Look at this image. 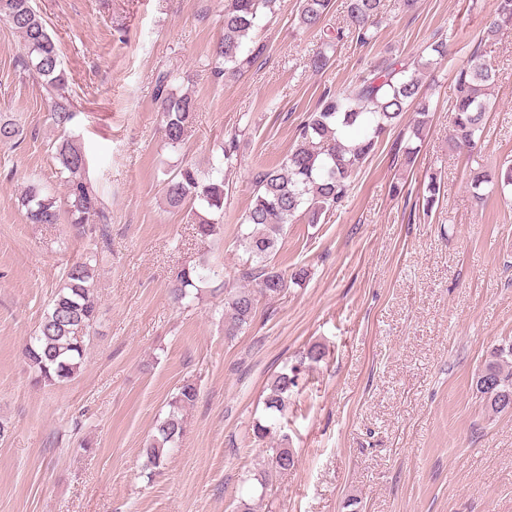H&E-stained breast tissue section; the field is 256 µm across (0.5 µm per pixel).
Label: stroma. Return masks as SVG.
Wrapping results in <instances>:
<instances>
[{
	"mask_svg": "<svg viewBox=\"0 0 512 512\" xmlns=\"http://www.w3.org/2000/svg\"><path fill=\"white\" fill-rule=\"evenodd\" d=\"M61 50L77 101V141L108 205L111 240L95 277L98 318L79 375L37 387L22 348L67 264L87 248L66 224H31L19 204L27 181L57 198L67 189L51 146L42 80L16 65L22 46L0 25V115L23 131L0 144V512H512V413H489L473 377L512 342V189L470 187L469 158L492 175L512 161V29L483 32L496 0H385L366 45L345 38L325 71L309 66L318 35L296 24L298 0L255 29L268 50L231 82L212 76L224 0H35ZM448 58L432 73L429 128L404 165L412 114L391 127L353 177L343 207L321 224L285 225L272 258L308 278L260 298L241 334L224 335L222 283L239 288L241 217L251 172L278 163L324 91H342L389 58H408L435 34ZM496 73L475 156L454 147L449 109L467 53ZM180 73L196 102L180 150L159 125L154 78ZM252 125L216 239L196 238L187 211L170 209L166 175L192 163L217 175L226 131ZM443 186L422 208L426 172ZM404 191L393 195L394 184ZM218 278L185 304L170 288L184 266ZM324 357L305 362L312 345ZM304 363L272 433L266 388ZM186 379L200 393L186 434L155 474L143 448ZM288 438L297 463L273 470L267 450Z\"/></svg>",
	"mask_w": 512,
	"mask_h": 512,
	"instance_id": "obj_1",
	"label": "stroma"
}]
</instances>
